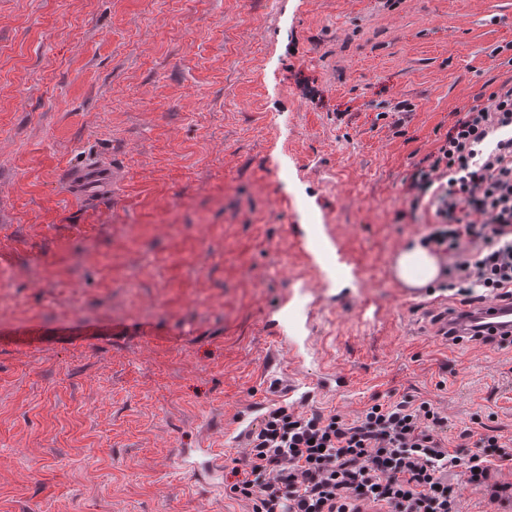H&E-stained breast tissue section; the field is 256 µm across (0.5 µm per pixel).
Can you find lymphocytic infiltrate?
Returning a JSON list of instances; mask_svg holds the SVG:
<instances>
[{"label": "lymphocytic infiltrate", "mask_w": 512, "mask_h": 512, "mask_svg": "<svg viewBox=\"0 0 512 512\" xmlns=\"http://www.w3.org/2000/svg\"><path fill=\"white\" fill-rule=\"evenodd\" d=\"M413 206L433 209L424 237L449 260L465 295L512 299V83L457 113L409 180ZM472 450L447 447L448 418L427 400L374 402L356 419L268 409L244 458L225 468L228 487L253 512H460L459 489L512 507V468L496 435Z\"/></svg>", "instance_id": "lymphocytic-infiltrate-1"}]
</instances>
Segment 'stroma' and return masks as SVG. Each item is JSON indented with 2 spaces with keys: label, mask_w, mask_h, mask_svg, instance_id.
<instances>
[{
  "label": "stroma",
  "mask_w": 512,
  "mask_h": 512,
  "mask_svg": "<svg viewBox=\"0 0 512 512\" xmlns=\"http://www.w3.org/2000/svg\"><path fill=\"white\" fill-rule=\"evenodd\" d=\"M509 42L512 0H0V512H252L181 453L243 457L239 414L287 405L266 318L298 293L310 373L350 383L304 412L429 399L512 453V346L392 272L433 221L409 174Z\"/></svg>",
  "instance_id": "stroma-1"
}]
</instances>
